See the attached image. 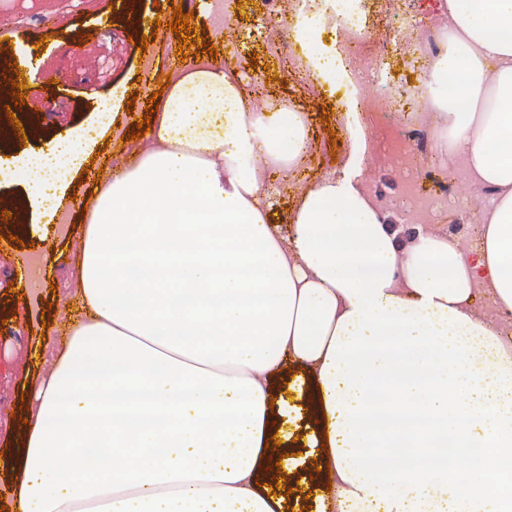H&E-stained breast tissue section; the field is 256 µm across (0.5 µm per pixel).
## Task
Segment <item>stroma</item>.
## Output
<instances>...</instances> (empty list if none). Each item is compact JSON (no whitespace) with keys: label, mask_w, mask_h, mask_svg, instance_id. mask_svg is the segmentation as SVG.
I'll return each instance as SVG.
<instances>
[{"label":"stroma","mask_w":512,"mask_h":512,"mask_svg":"<svg viewBox=\"0 0 512 512\" xmlns=\"http://www.w3.org/2000/svg\"><path fill=\"white\" fill-rule=\"evenodd\" d=\"M369 22L389 27L422 25L432 16L431 0H398V7L379 14L376 0H366ZM189 23L203 33L213 53L200 55V64H221L226 72L257 84L262 98L282 99L307 116L308 151L295 184H285L277 171L265 169L261 181L271 195L272 219L282 235H290L291 210L302 190L326 177L344 178L363 187L366 160L375 148L368 131L369 115L348 110L356 96L354 83L338 90L317 84L303 73L286 70L284 46L294 37L288 24L271 30L267 0H192ZM20 18L0 32V62L41 45L40 66L28 79L24 103L13 112L24 129V140L0 149V159L35 153L48 142L74 137L95 125L105 102L114 104V120L92 144L84 171L61 168L58 177L66 196L79 203L94 185L144 153L147 138L135 137L154 92L167 78L165 58L177 55L178 40L170 27V0H20ZM159 29H152V22ZM235 29L227 40L223 28ZM147 49H140V42ZM423 62L404 42L389 45L374 81L386 89L409 90L420 85ZM381 193L392 203L389 221L399 241L416 236L419 227L404 223L397 202L406 195L401 174L391 168L376 176ZM0 448L16 440L26 398L51 371L67 326L75 316L77 281L74 263L81 251L83 208L62 209L58 225L48 234L29 232L38 223V208L23 180L0 186ZM39 256L43 276L33 286L18 285L20 269L30 256Z\"/></svg>","instance_id":"stroma-1"}]
</instances>
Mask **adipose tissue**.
Listing matches in <instances>:
<instances>
[{
    "mask_svg": "<svg viewBox=\"0 0 512 512\" xmlns=\"http://www.w3.org/2000/svg\"><path fill=\"white\" fill-rule=\"evenodd\" d=\"M440 3L423 96L496 190L475 258L430 231L398 245L336 178L280 235L258 170L302 163L305 115L251 111L220 67L169 79L149 149L87 208L80 314L11 452L12 512H286L299 431L315 512H512V331L472 304L482 288L512 312V0ZM84 147L18 156L0 183L49 214Z\"/></svg>",
    "mask_w": 512,
    "mask_h": 512,
    "instance_id": "obj_1",
    "label": "adipose tissue"
}]
</instances>
